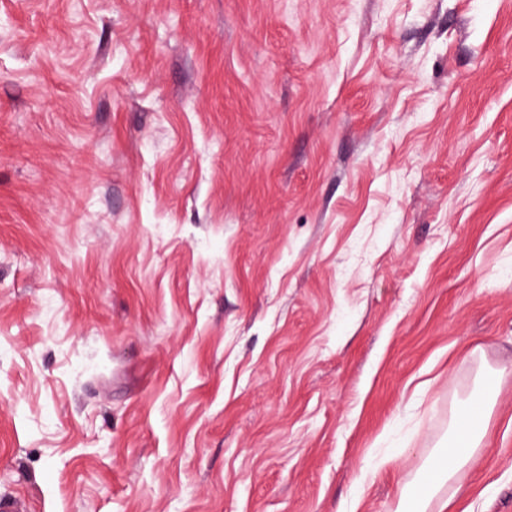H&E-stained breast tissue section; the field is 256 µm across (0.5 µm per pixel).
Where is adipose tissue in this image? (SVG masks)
I'll return each instance as SVG.
<instances>
[{"mask_svg": "<svg viewBox=\"0 0 512 512\" xmlns=\"http://www.w3.org/2000/svg\"><path fill=\"white\" fill-rule=\"evenodd\" d=\"M488 413L484 405L469 404L459 410L451 424L447 448L438 453L416 489L400 495L395 512H447L450 500L441 490L480 448Z\"/></svg>", "mask_w": 512, "mask_h": 512, "instance_id": "1", "label": "adipose tissue"}]
</instances>
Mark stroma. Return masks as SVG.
Segmentation results:
<instances>
[{
    "label": "stroma",
    "mask_w": 512,
    "mask_h": 512,
    "mask_svg": "<svg viewBox=\"0 0 512 512\" xmlns=\"http://www.w3.org/2000/svg\"><path fill=\"white\" fill-rule=\"evenodd\" d=\"M512 512V0H0V493ZM488 413L489 407L481 401L478 409L468 404L459 410L451 424L448 448H443L438 453L415 490L400 495L395 512H446L448 510L451 497L440 495V491L447 483L448 486L450 485L475 450L481 447Z\"/></svg>",
    "instance_id": "1"
}]
</instances>
